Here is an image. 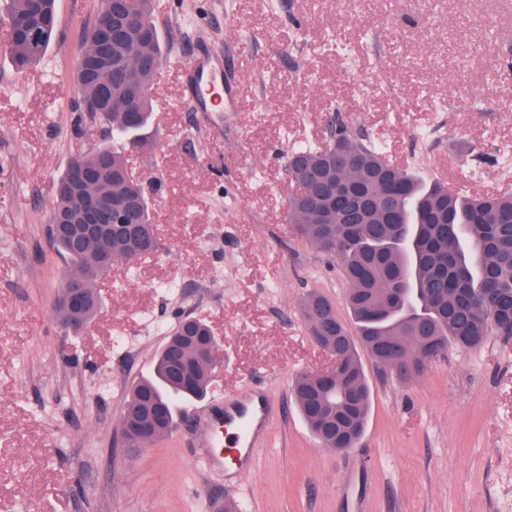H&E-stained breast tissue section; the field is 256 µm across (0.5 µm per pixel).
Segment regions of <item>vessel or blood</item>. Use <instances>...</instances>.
Returning a JSON list of instances; mask_svg holds the SVG:
<instances>
[{"label": "vessel or blood", "mask_w": 512, "mask_h": 512, "mask_svg": "<svg viewBox=\"0 0 512 512\" xmlns=\"http://www.w3.org/2000/svg\"><path fill=\"white\" fill-rule=\"evenodd\" d=\"M217 51H209L207 58L191 57L183 61L190 93L186 106L198 112H232L236 109L239 93L234 77L217 75L212 61ZM208 414L209 422L204 433L206 450L199 459L207 469L221 466L223 462L239 465L253 461L263 444L271 409L268 397L255 388L228 397L223 393L210 396L186 409L185 414L195 417Z\"/></svg>", "instance_id": "1"}]
</instances>
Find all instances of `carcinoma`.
Returning <instances> with one entry per match:
<instances>
[{
	"instance_id": "1",
	"label": "carcinoma",
	"mask_w": 512,
	"mask_h": 512,
	"mask_svg": "<svg viewBox=\"0 0 512 512\" xmlns=\"http://www.w3.org/2000/svg\"><path fill=\"white\" fill-rule=\"evenodd\" d=\"M152 0H98L93 24L76 51L72 76H62L68 95L90 116H100L112 139H131L150 122L156 74L167 51L152 20ZM125 15L127 33L112 39V49L94 55L102 24ZM9 23L24 21L37 41L10 29L7 49L17 70L41 60L56 32V0H8ZM330 144L288 153V176L299 192L288 199V223L320 252L337 259L348 284L351 323L317 292L302 304L311 338L334 347L341 371L327 393L313 372L297 376L295 404L311 433L325 448L345 436L354 447L362 436L371 392L358 348L402 378L421 375L448 347L476 349L496 333L512 336V194L461 200L438 183H423L413 173L386 162L364 134L355 135L340 112L328 118ZM124 152L104 143L73 157L53 183L49 223L73 220L89 194L102 198L99 223L124 216L126 228L112 238L83 243L73 236L52 246L79 277L92 303L83 310L67 301L65 279L53 304L59 323L82 331L100 308L94 295L111 263H133L151 246L159 247L154 199L126 178ZM204 323L184 318L171 329L155 356L152 374L134 381L122 416L138 415L151 425L155 412L164 421L148 440L123 434V446L143 448L169 436L177 410L203 398L210 386L213 345Z\"/></svg>"
}]
</instances>
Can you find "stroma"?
<instances>
[{"mask_svg":"<svg viewBox=\"0 0 512 512\" xmlns=\"http://www.w3.org/2000/svg\"><path fill=\"white\" fill-rule=\"evenodd\" d=\"M94 4L57 0L41 63L19 71L0 52V512H216L227 497L241 512H512V336L450 349L410 380L364 359L360 442L333 452L308 431L293 381L332 361L300 307L316 291L348 317V285L288 224L285 168L296 141L326 143L337 108L422 181L512 194L498 175L512 155V0H155L172 61L238 49V109L190 111L178 67L160 68L152 124L128 153L158 183L160 248L113 267L76 336L52 311L68 266L45 227L53 181L107 136L57 77ZM435 122L448 132L423 147ZM187 315L223 338L214 389L260 382L271 399L251 471L196 465L200 421L136 456L120 446L128 388Z\"/></svg>","mask_w":512,"mask_h":512,"instance_id":"35a3bbf8","label":"stroma"}]
</instances>
